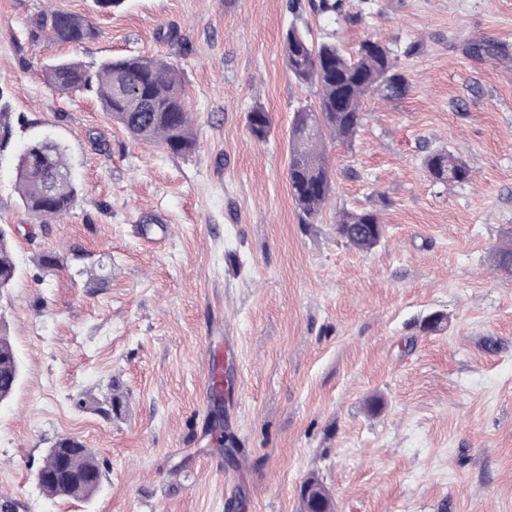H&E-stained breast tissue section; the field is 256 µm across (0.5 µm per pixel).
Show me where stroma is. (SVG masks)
Instances as JSON below:
<instances>
[{
  "label": "stroma",
  "mask_w": 512,
  "mask_h": 512,
  "mask_svg": "<svg viewBox=\"0 0 512 512\" xmlns=\"http://www.w3.org/2000/svg\"><path fill=\"white\" fill-rule=\"evenodd\" d=\"M96 30L78 46L31 42L46 7ZM0 0V228L18 276L0 333L20 367L0 402V503L8 512H300L307 477L336 512H512V0ZM355 50L387 45L409 83L367 98L353 144L330 142L333 192L318 223L288 185L294 112L318 105L281 53L291 25ZM180 39L167 41L168 29ZM507 45L477 57L470 41ZM161 55L181 74L197 135L174 155L132 141L89 93L45 68ZM270 115L255 141L247 114ZM67 149L79 188L39 223L15 190L30 138ZM471 169L443 186L427 151ZM374 210L361 252L342 207ZM224 391H204L211 348ZM72 440L102 469L87 498L52 497L36 473ZM374 227L384 231L373 210L343 207L336 212V232L345 238L349 245L360 251H369L380 241L382 234L376 236Z\"/></svg>",
  "instance_id": "obj_1"
}]
</instances>
